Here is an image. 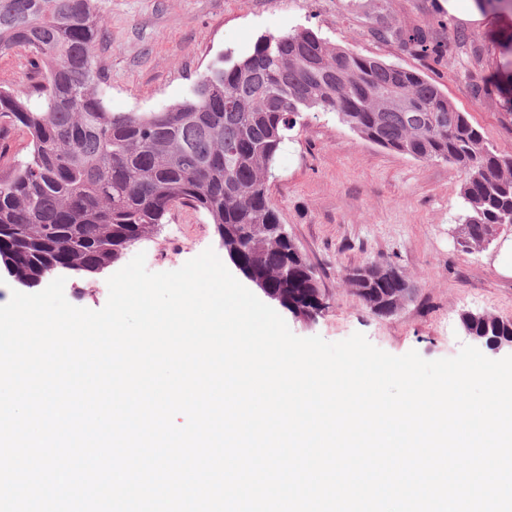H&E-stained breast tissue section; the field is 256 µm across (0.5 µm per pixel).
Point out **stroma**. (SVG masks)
<instances>
[{
	"label": "stroma",
	"instance_id": "stroma-1",
	"mask_svg": "<svg viewBox=\"0 0 512 512\" xmlns=\"http://www.w3.org/2000/svg\"><path fill=\"white\" fill-rule=\"evenodd\" d=\"M456 4L451 12L443 0H385L389 23L435 32V60L371 37L356 0H102L108 31L94 52L108 71L109 110L154 112L182 101L218 57L240 59L262 35L309 28L336 46L418 71L467 114L490 147L512 156V10H486L471 21L470 0ZM36 80L27 50L0 53V86ZM463 179L448 162L418 160L360 138L335 114H305L278 153L268 190L289 235L318 270L326 307L309 324L287 317L290 330L330 342L360 332L390 354L414 350L435 360L467 344L462 313L512 320V275L499 271L512 226L486 248L462 252L454 229L465 215ZM209 248L224 252L210 217L177 204L121 261L142 252L148 270L172 271ZM376 261L392 262L416 287L387 318L372 314L346 281ZM109 276L66 273V299L102 308Z\"/></svg>",
	"mask_w": 512,
	"mask_h": 512
}]
</instances>
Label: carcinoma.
Wrapping results in <instances>:
<instances>
[{"label":"carcinoma","mask_w":512,"mask_h":512,"mask_svg":"<svg viewBox=\"0 0 512 512\" xmlns=\"http://www.w3.org/2000/svg\"><path fill=\"white\" fill-rule=\"evenodd\" d=\"M100 2L0 0V52L28 50L41 75L25 90L0 88V133L6 119L30 137L26 158L0 177V263L16 282L35 287L54 263L95 273L181 203L211 217L225 251L283 307L319 308L317 272L288 251L267 194L277 154L306 112L334 113L365 140L458 167L463 250L485 247L512 224V157L493 151L418 72L338 47L309 28L262 35L250 55L225 56L176 105L108 110L107 74L93 52L107 25ZM370 34L414 54H438L422 27L378 15ZM314 57L323 63L317 70L307 66ZM379 266L349 283L374 313L394 314L406 278L391 263ZM461 325L512 338V320L494 315L467 312Z\"/></svg>","instance_id":"obj_1"}]
</instances>
